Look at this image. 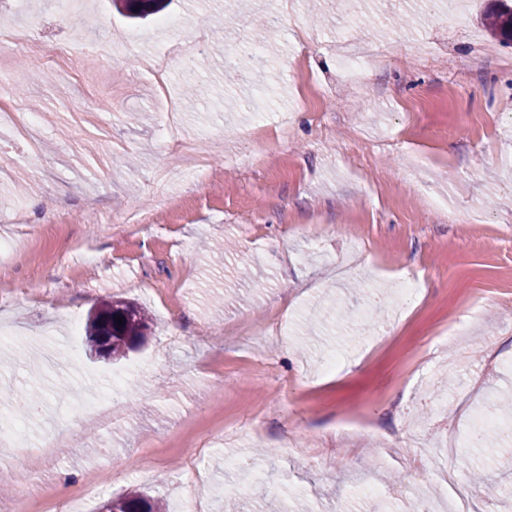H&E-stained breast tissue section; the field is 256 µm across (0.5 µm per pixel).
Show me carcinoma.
Returning a JSON list of instances; mask_svg holds the SVG:
<instances>
[{
	"mask_svg": "<svg viewBox=\"0 0 512 512\" xmlns=\"http://www.w3.org/2000/svg\"><path fill=\"white\" fill-rule=\"evenodd\" d=\"M117 10L131 18H144L162 11L166 0H112ZM486 26L490 34L504 44L512 42V11L496 8L486 15ZM121 318L120 324L116 318ZM151 331L149 314L135 305L120 300L103 301L88 316L85 333L87 339L106 335L112 338L107 360H118L126 352L141 345ZM12 402L17 411L25 416L37 409L42 398L34 399L31 393L24 395L20 391H11ZM104 512H163L158 500L141 491H130L108 500L103 505Z\"/></svg>",
	"mask_w": 512,
	"mask_h": 512,
	"instance_id": "obj_1",
	"label": "carcinoma"
}]
</instances>
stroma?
Returning <instances> with one entry per match:
<instances>
[{
	"label": "stroma",
	"mask_w": 512,
	"mask_h": 512,
	"mask_svg": "<svg viewBox=\"0 0 512 512\" xmlns=\"http://www.w3.org/2000/svg\"><path fill=\"white\" fill-rule=\"evenodd\" d=\"M78 2L61 15L17 0L0 23V102L15 115L0 123V238L20 245L0 255V392L44 393L38 417L0 402V423L20 430L0 447V512L47 487L66 501L102 468L111 483L75 512L140 487L168 512H220L229 488L237 512H410L420 498L460 512L410 454L454 442L466 506L512 512L481 483L512 494V427L493 447L463 445L487 397H512V46L480 22L491 0H442L430 22L420 0H359L343 26L338 0H320L321 23L309 0H172L139 22L111 0ZM272 3L281 23L256 38ZM33 26L53 63L7 37ZM244 41L263 68L234 55ZM357 58L354 79L340 62ZM201 138L208 167L170 177ZM414 276L423 304L406 310L394 296ZM113 296L153 319L114 363L88 355L84 332ZM452 321L460 335L437 340ZM129 367L107 417L87 418L83 402ZM346 413L373 428L336 436ZM393 431L402 446L383 445ZM327 441L335 457L308 462L303 449ZM251 455L244 485L230 462Z\"/></svg>",
	"instance_id": "obj_1"
}]
</instances>
